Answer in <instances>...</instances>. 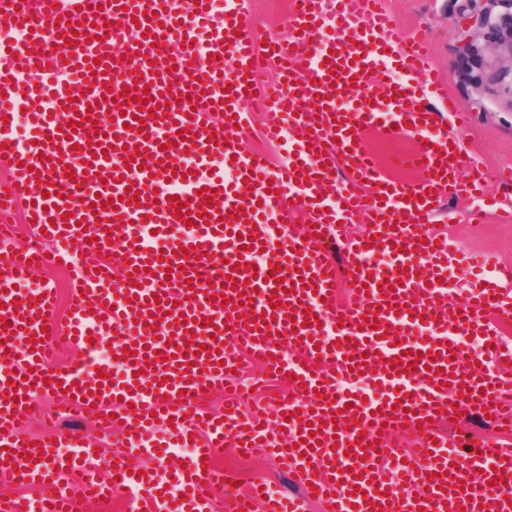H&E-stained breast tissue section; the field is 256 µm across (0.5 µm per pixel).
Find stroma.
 Masks as SVG:
<instances>
[{"label": "stroma", "instance_id": "obj_1", "mask_svg": "<svg viewBox=\"0 0 512 512\" xmlns=\"http://www.w3.org/2000/svg\"><path fill=\"white\" fill-rule=\"evenodd\" d=\"M404 35L416 36L430 45L429 66L445 82L457 107L469 112L470 124L462 134L464 159L476 160L489 176L488 190L504 205L512 207V185L499 184V169L512 168V84L490 79L484 64L497 62L500 52L490 30L475 22L482 15L503 12L501 0H382ZM249 16L254 22L258 43L268 38L291 35L290 0H249ZM365 142L385 171L393 178L411 182L415 172L396 166L397 156L412 151L413 140L406 137L385 138L366 133ZM455 213L443 223L456 247L464 254L489 253L498 262L512 263V223L500 222L488 213L484 222H468L463 202L450 203ZM441 431L454 435L465 433L482 439L494 438L499 445L512 448V435L506 425L493 424L475 416L456 414L443 420ZM216 462L236 474L242 485L266 480L274 490L299 493L298 476L290 473L279 460L263 455L239 457L234 448L219 449Z\"/></svg>", "mask_w": 512, "mask_h": 512}]
</instances>
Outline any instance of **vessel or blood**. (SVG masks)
<instances>
[{
	"label": "vessel or blood",
	"mask_w": 512,
	"mask_h": 512,
	"mask_svg": "<svg viewBox=\"0 0 512 512\" xmlns=\"http://www.w3.org/2000/svg\"><path fill=\"white\" fill-rule=\"evenodd\" d=\"M291 6L292 40L260 52L246 0H0L25 34L0 38V162L10 170L0 235L19 204L35 225L0 259V471L44 483L38 499L11 498L0 512H80L82 498L118 489L133 512H209L218 489L228 512H304L312 498L325 512H512V450L435 429L450 405L499 416L512 396V378L488 365L512 362L494 328L512 322V265L488 283L462 281L447 236L430 228L459 188L464 116L436 126L426 93L441 81L428 49L401 36L379 0ZM330 18L340 37L325 42L317 34ZM262 52L279 84L259 85ZM397 64L403 78L384 79ZM144 86L150 99L136 103ZM254 111L266 137L288 145L279 167L240 148ZM371 130L415 139L398 164L417 181L384 174L364 145ZM217 157L223 167L210 171ZM182 203L190 222L176 214ZM297 209L310 215L304 233L281 231ZM354 216L368 230L350 239ZM332 235L344 241L338 261ZM112 252L127 272L118 285L101 260ZM57 264L71 282L63 316L55 288L28 285ZM102 336L112 359L96 356ZM52 345L78 350V364L51 368ZM252 358L292 393L277 421L289 448L270 438L261 408L242 409L250 390L236 374ZM362 381L373 395L358 396ZM217 389L232 397L216 420L204 403ZM43 394L62 396L73 422L51 438L22 431ZM95 413L114 414L123 454L102 457L75 427ZM396 430L420 449L397 456L393 482L380 460ZM187 438L194 452L170 488L148 493L134 462L164 461L163 440ZM227 443L293 463L301 496L237 492L212 462Z\"/></svg>",
	"instance_id": "b4317fda"
}]
</instances>
